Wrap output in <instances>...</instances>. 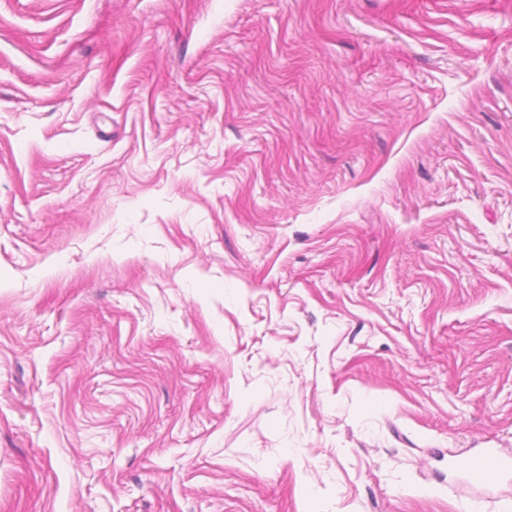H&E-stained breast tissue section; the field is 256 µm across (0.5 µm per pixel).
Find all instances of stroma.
<instances>
[{
  "instance_id": "1",
  "label": "stroma",
  "mask_w": 512,
  "mask_h": 512,
  "mask_svg": "<svg viewBox=\"0 0 512 512\" xmlns=\"http://www.w3.org/2000/svg\"><path fill=\"white\" fill-rule=\"evenodd\" d=\"M512 0H0V512H512ZM494 458L495 454L492 450H485L470 456L466 460L453 461L451 462V465L454 467L464 466L474 480L480 481L485 476L483 469H486L488 463Z\"/></svg>"
}]
</instances>
